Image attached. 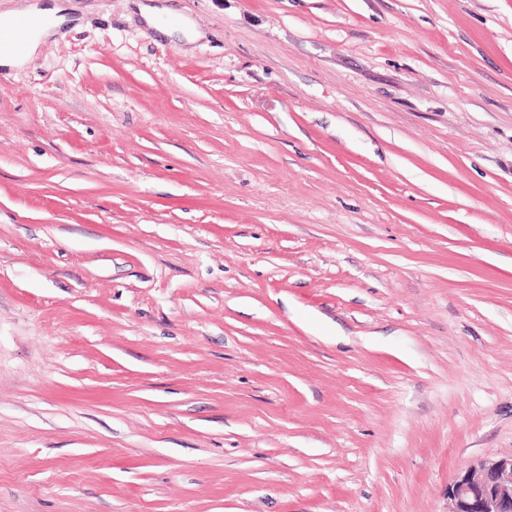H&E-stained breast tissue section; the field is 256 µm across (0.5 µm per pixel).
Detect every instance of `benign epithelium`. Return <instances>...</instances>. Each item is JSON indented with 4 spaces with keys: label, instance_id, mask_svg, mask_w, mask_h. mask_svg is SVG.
Listing matches in <instances>:
<instances>
[{
    "label": "benign epithelium",
    "instance_id": "1",
    "mask_svg": "<svg viewBox=\"0 0 512 512\" xmlns=\"http://www.w3.org/2000/svg\"><path fill=\"white\" fill-rule=\"evenodd\" d=\"M449 512H512V455L479 462L448 485Z\"/></svg>",
    "mask_w": 512,
    "mask_h": 512
}]
</instances>
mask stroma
<instances>
[{
    "mask_svg": "<svg viewBox=\"0 0 512 512\" xmlns=\"http://www.w3.org/2000/svg\"><path fill=\"white\" fill-rule=\"evenodd\" d=\"M165 4L0 68V512H448L512 454V0ZM133 1L140 15L149 26L162 34L169 33L171 24L167 22L166 17L170 15V10L161 3L165 0H147V3L143 2L144 0Z\"/></svg>",
    "mask_w": 512,
    "mask_h": 512,
    "instance_id": "35a3bbf8",
    "label": "stroma"
}]
</instances>
